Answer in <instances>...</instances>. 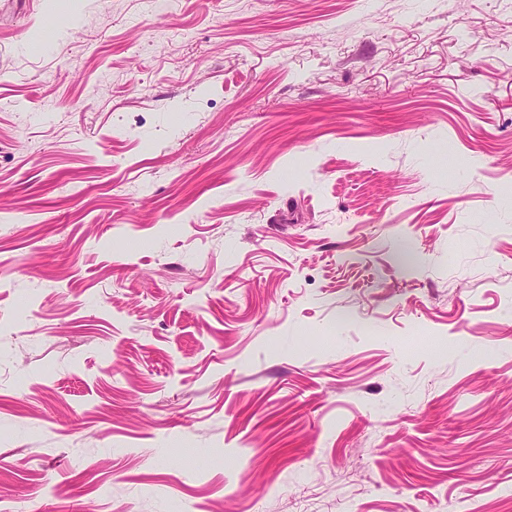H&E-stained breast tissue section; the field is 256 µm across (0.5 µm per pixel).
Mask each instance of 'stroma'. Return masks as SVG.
I'll use <instances>...</instances> for the list:
<instances>
[{
  "label": "stroma",
  "instance_id": "35a3bbf8",
  "mask_svg": "<svg viewBox=\"0 0 512 512\" xmlns=\"http://www.w3.org/2000/svg\"><path fill=\"white\" fill-rule=\"evenodd\" d=\"M1 495L512 512V0H0Z\"/></svg>",
  "mask_w": 512,
  "mask_h": 512
}]
</instances>
